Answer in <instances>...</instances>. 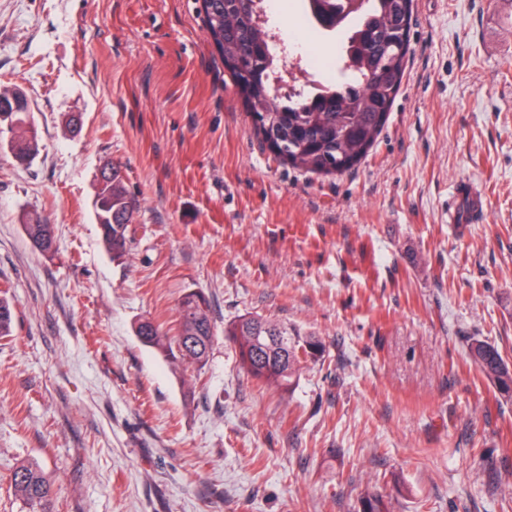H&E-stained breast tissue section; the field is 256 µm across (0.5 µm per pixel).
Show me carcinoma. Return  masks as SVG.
Segmentation results:
<instances>
[{
  "instance_id": "cac0c4a2",
  "label": "carcinoma",
  "mask_w": 512,
  "mask_h": 512,
  "mask_svg": "<svg viewBox=\"0 0 512 512\" xmlns=\"http://www.w3.org/2000/svg\"><path fill=\"white\" fill-rule=\"evenodd\" d=\"M302 2L312 27L329 37L346 33L334 55L338 81L314 91L283 95L275 88L274 61L263 52V47L271 45V27L261 18L257 0H202L204 26L230 75H235L231 63L236 60L254 67L250 97L256 104L246 108L258 137L293 167L338 175L367 156L387 122L402 84L409 46L384 60L378 49L397 23L412 18L413 0ZM9 118L16 137L14 149L19 157L27 158L33 151L26 137L29 112H11ZM95 206L105 220L100 229L107 248L112 256H122L135 201L120 166H112L110 175L100 181ZM23 230L39 251L54 253L52 225L36 221L23 225ZM13 318L12 301L0 297V339L11 336ZM137 336L172 360L203 367L215 339L208 297L200 291L183 296L174 333L145 321L137 327ZM224 336L234 344L244 370L282 392L290 388L301 363L315 361L325 351L318 337L254 315L241 316L224 326ZM268 336H284L286 341L271 345ZM467 356L482 378L504 400L512 401V363L498 347L474 337L468 343ZM9 488L21 512H55V491L36 463L15 467ZM359 512H391V502L381 494H368L361 499Z\"/></svg>"
}]
</instances>
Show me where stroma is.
Listing matches in <instances>:
<instances>
[{
    "mask_svg": "<svg viewBox=\"0 0 512 512\" xmlns=\"http://www.w3.org/2000/svg\"><path fill=\"white\" fill-rule=\"evenodd\" d=\"M299 5L273 24L332 54ZM410 47L368 157L318 176L255 135L202 0H0V87L37 141L22 160L0 133V512L24 461L57 512H357L371 492L512 512V401L466 355L477 336L512 361V0H414ZM108 163L137 204L120 258L95 212ZM462 181L474 224L450 221ZM190 291L215 332L199 371L135 333ZM245 314L323 341L288 393L240 369L224 327ZM23 230L39 251L45 254L54 253L55 235L52 225L36 221L33 224H23Z\"/></svg>",
    "mask_w": 512,
    "mask_h": 512,
    "instance_id": "stroma-1",
    "label": "stroma"
}]
</instances>
